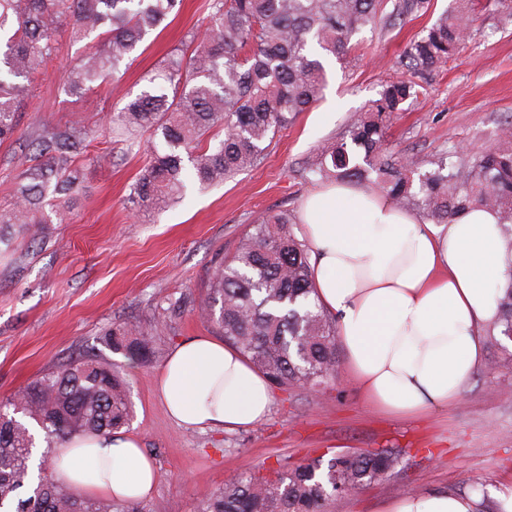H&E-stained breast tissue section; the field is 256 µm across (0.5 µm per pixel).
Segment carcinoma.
<instances>
[{"instance_id": "cac0c4a2", "label": "carcinoma", "mask_w": 512, "mask_h": 512, "mask_svg": "<svg viewBox=\"0 0 512 512\" xmlns=\"http://www.w3.org/2000/svg\"><path fill=\"white\" fill-rule=\"evenodd\" d=\"M181 0H0V141L14 137L17 114L33 97L31 78L55 56L56 32L71 27L96 43L64 70L72 95L90 91L131 60L146 36ZM210 0L209 35H190L160 74L127 97L109 118L114 142L130 151L143 134L151 158L130 187L127 201L156 209L183 199L188 183L201 188L224 183L258 164L275 132L292 123L322 97L325 65L343 60L352 37L363 30L392 27L426 13L431 0ZM502 24L512 22V0H487ZM469 0H455L405 49L401 60L421 80L465 46L459 18ZM422 85L390 80L377 98L323 147L308 168L325 181H347L417 207L435 224H448L472 208L500 215L512 247V122L500 144L465 160L456 150L423 171L385 148L386 133ZM84 132L52 128L28 145L36 164L17 183L16 203L0 210V243L19 233L43 237L53 208L61 221L79 183L74 162L88 157ZM90 158V157H88ZM95 161V158H90ZM288 213L262 216L236 254L213 272L200 306L224 342L237 348L278 388L314 389L336 372V320L315 299L306 244L288 227ZM122 323L105 332L106 344L132 364L153 355L154 337L167 328ZM495 326L512 339V279L500 289ZM129 385L120 367L85 355L31 381L0 401V510L13 512H138L130 502L103 504L80 499L48 474L25 498L35 447L28 423L43 432L45 447L85 434H111L130 425ZM400 451L368 450L319 456L268 480L240 476L207 496L197 512H327L338 496L384 480Z\"/></svg>"}]
</instances>
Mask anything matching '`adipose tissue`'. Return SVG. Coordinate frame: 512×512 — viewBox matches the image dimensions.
<instances>
[{
	"label": "adipose tissue",
	"instance_id": "ef3b65f1",
	"mask_svg": "<svg viewBox=\"0 0 512 512\" xmlns=\"http://www.w3.org/2000/svg\"><path fill=\"white\" fill-rule=\"evenodd\" d=\"M319 304L337 318L351 377L378 409L416 417L458 401L483 361L479 328L512 277L497 213L471 209L435 224L372 190L326 184L300 204ZM169 416L191 429L236 430L265 418L266 377L235 347L209 336L181 343L156 380ZM55 482L89 497L135 501L156 483L137 439L92 435L55 450ZM478 498L411 493L382 512H476Z\"/></svg>",
	"mask_w": 512,
	"mask_h": 512
}]
</instances>
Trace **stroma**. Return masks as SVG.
Returning <instances> with one entry per match:
<instances>
[{
	"instance_id": "1",
	"label": "stroma",
	"mask_w": 512,
	"mask_h": 512,
	"mask_svg": "<svg viewBox=\"0 0 512 512\" xmlns=\"http://www.w3.org/2000/svg\"><path fill=\"white\" fill-rule=\"evenodd\" d=\"M452 4L431 0L423 16L354 36L346 60L328 63V86L317 106L322 113L335 111V118L315 121L300 113L274 135L258 166L147 212L127 202L146 152L121 154L106 119L191 33L205 30L209 0H183L179 13L135 52L120 82L82 95L65 92L60 75L90 42L61 28L56 57L36 75L34 95L18 113L16 138L0 142V209L15 202L18 177L30 165L24 147L45 128L86 131L90 153L105 160L80 161L82 181L66 221L48 225L39 242L18 238L0 246V400L82 355L121 366L133 405L125 433L139 439L157 470L153 495L138 503L141 512H196L206 495L232 478L268 477L311 456L373 448L400 450L396 468L386 481L336 498L330 512H380L383 503L410 493L468 495L478 487L489 493L511 483L512 340L489 320L480 327L482 365L459 401L416 418H392L372 407L342 355L320 389L273 388L269 415L250 428H182L155 394L157 373L173 348L219 334L197 314L213 268L233 257L263 215L287 213L292 231H299V201L318 186L307 172L317 148L344 131L381 82L404 76V49ZM468 22L464 49L432 72L423 93L387 132V152L425 170L453 148L472 156L496 147L501 127L512 119V28L498 29L481 7ZM163 319L171 326L145 363L127 362L104 341L112 324L148 326Z\"/></svg>"
}]
</instances>
